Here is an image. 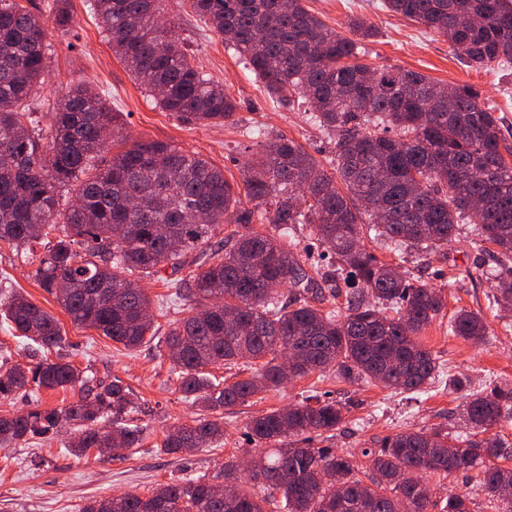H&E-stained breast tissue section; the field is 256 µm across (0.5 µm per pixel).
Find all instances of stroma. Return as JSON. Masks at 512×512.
Segmentation results:
<instances>
[{
    "instance_id": "stroma-1",
    "label": "stroma",
    "mask_w": 512,
    "mask_h": 512,
    "mask_svg": "<svg viewBox=\"0 0 512 512\" xmlns=\"http://www.w3.org/2000/svg\"><path fill=\"white\" fill-rule=\"evenodd\" d=\"M76 19L72 39L50 32V73L35 98L43 130H50L54 103L71 85H92L112 111L121 115L129 136L159 140L198 152L223 168L229 181L241 178L246 161L243 150L249 132L267 139L284 135L295 139L317 160L331 157L335 137L316 126L307 104L285 106L273 98L261 80L246 70L239 55L210 31L203 20L179 0H166L173 18L197 64L224 86L238 102L233 121L203 125L162 111L139 82L115 57L86 0H70ZM308 7L330 27L345 31L350 18L368 19L377 37L364 45L366 62L392 65L425 74L444 85L471 84L483 90L487 104L503 121V133L512 144V68L481 69L468 66L447 39L424 26L390 12L383 0H308ZM475 225H460L448 249L417 263L404 248L375 244L376 255L401 272L426 280L444 290L447 306L442 316L422 332L421 340L435 355L439 370L420 392H403L361 380L346 381L335 368L285 382L247 402L224 411V438L190 454L162 452V440L173 427L191 423L197 408L177 388L172 363L161 343L136 350L72 324L55 298L41 288L36 276L43 245L14 250L0 243V298L19 291L57 317L67 336L63 355L98 376L112 375L128 384L138 412L134 419L143 429L140 447L123 457L69 454V433L15 448H0V512H80L92 499L121 492L146 494L152 488L185 477L216 476L224 462L254 456L255 442L246 435L249 420L261 412L280 409L310 395L327 397L347 406V423L333 436L314 440L317 448H336L361 454L374 440L409 429H440L450 434L464 431L463 405L469 394L498 386L512 389V313L495 310V274L501 273L491 254L480 250ZM152 300V318L159 335L176 326L187 306L175 298L164 281L143 280ZM480 313L494 338L476 348L448 332L455 310ZM468 378L464 388L454 379Z\"/></svg>"
}]
</instances>
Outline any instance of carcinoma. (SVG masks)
Returning a JSON list of instances; mask_svg holds the SVG:
<instances>
[{
  "mask_svg": "<svg viewBox=\"0 0 512 512\" xmlns=\"http://www.w3.org/2000/svg\"><path fill=\"white\" fill-rule=\"evenodd\" d=\"M30 0H0V242L16 249L45 241L37 270L71 322L99 331L128 350L155 338L143 316L151 301L140 282L168 267V286L190 301L189 315L163 340L178 389L203 414L171 429L166 454H188L224 436V408L284 382V350L299 352L296 376L331 365L348 380L421 390L437 361L420 340L442 315L443 289L406 276L380 260L365 239L399 242L427 261L476 224L512 274V148L501 121L470 85L450 92L428 76L364 62L363 42L375 29L350 19L347 33L329 27L305 0H185L245 67L285 105L310 106L320 127L336 135L323 166L286 136L266 141L244 166L241 182L203 156L161 141H133L119 113L92 87L68 89L51 113L47 146L28 101L44 83L49 28L69 30V0H55L52 16L27 8ZM164 0H90L130 75L155 105L182 119L221 124L237 109L224 87L204 74L164 16ZM386 7L448 39L479 68L512 64V6L506 0H385ZM111 139L102 138V127ZM116 142L108 165L97 157ZM71 193L59 213L60 191ZM252 207H241V199ZM268 222L282 230L306 224L324 249L326 266L308 272L297 245L233 230L224 257L204 271L178 278L186 253L226 224ZM169 226V236L154 226ZM84 243V254L73 250ZM345 277V315L315 304L321 284ZM69 288H57L59 281ZM497 306L512 308V278L501 279ZM0 316L22 337L50 350L66 340L59 319L20 293L0 302ZM449 333L475 347L489 339L484 319L456 311ZM262 361L254 376L230 384L204 369ZM42 389L76 390L78 398L0 415V445L48 439L64 425L80 431L75 456L137 448L132 390L118 377L99 378L70 361L0 365V399ZM334 400L292 403L261 413L247 425L256 443L290 435L322 437L344 422ZM467 432L403 431L374 441L362 455L369 467L334 448H269L261 470L244 482L236 460L224 463L222 491L204 477L159 486L147 496L122 493L93 500L81 512H266L273 492L287 512H429L425 476L472 473L476 492L497 512H512V446L486 433L512 421V391L493 387L465 404ZM329 474L323 481L320 474ZM471 497L448 494L441 512H472Z\"/></svg>",
  "mask_w": 512,
  "mask_h": 512,
  "instance_id": "carcinoma-1",
  "label": "carcinoma"
}]
</instances>
